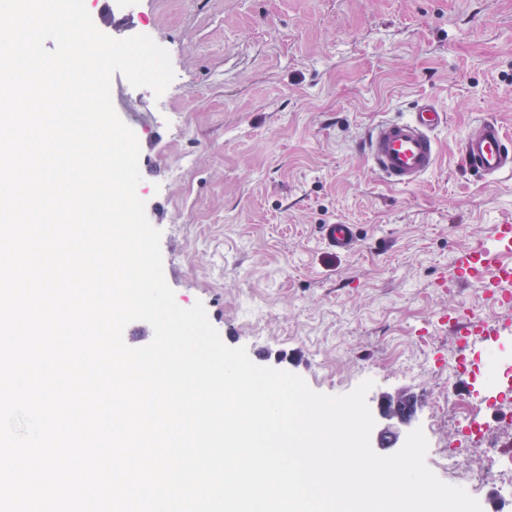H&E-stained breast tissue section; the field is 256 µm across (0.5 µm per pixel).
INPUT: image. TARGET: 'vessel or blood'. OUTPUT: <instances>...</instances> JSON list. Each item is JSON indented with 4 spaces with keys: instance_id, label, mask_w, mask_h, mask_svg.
Returning a JSON list of instances; mask_svg holds the SVG:
<instances>
[{
    "instance_id": "b4317fda",
    "label": "vessel or blood",
    "mask_w": 512,
    "mask_h": 512,
    "mask_svg": "<svg viewBox=\"0 0 512 512\" xmlns=\"http://www.w3.org/2000/svg\"><path fill=\"white\" fill-rule=\"evenodd\" d=\"M448 123V114L434 101L416 104L409 116L384 119L367 133L364 148L373 170L389 185L408 187L431 174L438 161L435 133ZM467 169L484 178L512 171V134L495 118H485L466 135L461 147ZM325 241L348 252L355 245L350 224H326ZM498 250L476 245L461 253L454 265L456 283L482 282L490 288L512 282V264L501 260L502 250H512V224L497 228Z\"/></svg>"
}]
</instances>
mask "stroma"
<instances>
[{
  "label": "stroma",
  "mask_w": 512,
  "mask_h": 512,
  "mask_svg": "<svg viewBox=\"0 0 512 512\" xmlns=\"http://www.w3.org/2000/svg\"><path fill=\"white\" fill-rule=\"evenodd\" d=\"M132 34L171 58L162 96L127 88L137 193L161 230L163 272L179 306L203 302L223 342L257 365L343 395L372 381L368 406L419 398L436 468L455 429L437 404L457 397L444 360L445 311L478 314L512 342V309L478 284L449 289L456 257L497 248L512 221V174L464 170L480 118L512 131V0H133ZM448 114L436 170L394 188L361 149L378 120L417 100ZM325 224H351L336 251Z\"/></svg>",
  "instance_id": "stroma-1"
}]
</instances>
